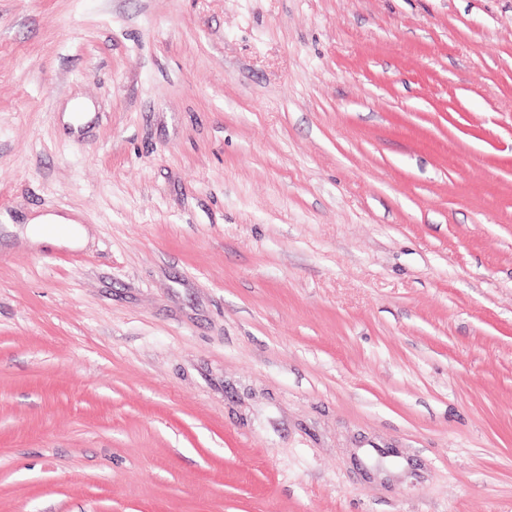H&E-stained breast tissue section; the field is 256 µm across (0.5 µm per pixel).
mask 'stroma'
<instances>
[{"instance_id": "35a3bbf8", "label": "stroma", "mask_w": 512, "mask_h": 512, "mask_svg": "<svg viewBox=\"0 0 512 512\" xmlns=\"http://www.w3.org/2000/svg\"><path fill=\"white\" fill-rule=\"evenodd\" d=\"M0 512H512V0H0ZM26 233L34 243L65 242L71 246L80 244L85 235V231L80 225L53 215L41 216L32 220L28 224Z\"/></svg>"}]
</instances>
